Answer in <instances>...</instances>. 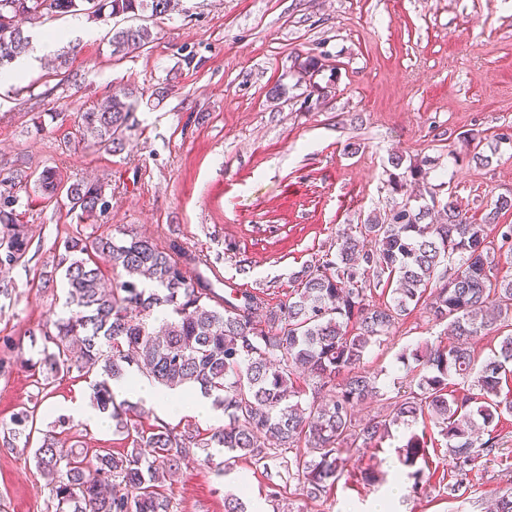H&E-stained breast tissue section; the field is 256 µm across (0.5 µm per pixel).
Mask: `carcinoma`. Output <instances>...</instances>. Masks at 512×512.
Instances as JSON below:
<instances>
[{"mask_svg":"<svg viewBox=\"0 0 512 512\" xmlns=\"http://www.w3.org/2000/svg\"><path fill=\"white\" fill-rule=\"evenodd\" d=\"M175 6L176 0H0V72L26 53L25 22L84 11L109 27L111 54L120 59L149 44L147 21ZM136 107L133 92L125 91L81 113L80 140L122 151ZM431 164L424 158L405 167L403 158H392L391 193L405 195L409 184L425 180ZM38 184L49 196L63 195L81 216L108 207L96 183L68 182L45 169ZM13 203L0 196V269L25 261L29 249L25 226L13 223ZM335 245V254L293 274L297 288L273 305L263 291L245 290L231 301L188 277L190 267H211L204 254L76 225L55 253L53 270L40 277L47 288L53 273H64L63 312L38 329L36 356L17 357L40 374L39 397L0 422V444L28 448L40 396L60 377L94 372L93 402L130 448H84L75 433L71 444L58 436L57 429L69 425L59 416L33 452L51 512H174L166 483L195 458L213 461L212 448L265 471L276 461V477L318 498L342 478L343 455L427 413L446 439L456 485L463 483L478 458L497 450V436L478 441L476 425L489 428L502 412H512V397L501 393L512 366V332L504 333L512 327V275L499 269L501 252L512 248V225H498L493 238L448 196L432 197L430 207L403 199L340 230ZM100 257L126 279L104 286ZM391 284L390 301L371 300L373 289ZM421 303L433 320L448 321L455 342L411 351L415 373L388 397L364 371L365 354ZM491 330L500 333L498 348L481 361L470 341ZM133 366L164 388L191 385L214 396L229 423L207 438L188 427L144 431L131 421L130 408L114 403L111 389ZM301 374L312 381L314 395L329 389L327 402L302 407L294 387ZM454 381L468 388L448 389ZM378 397L382 411L358 420L357 409ZM426 456L414 435L402 448L401 463L416 486L425 476L418 460Z\"/></svg>","mask_w":512,"mask_h":512,"instance_id":"obj_1","label":"carcinoma"}]
</instances>
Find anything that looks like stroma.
Returning <instances> with one entry per match:
<instances>
[{"mask_svg":"<svg viewBox=\"0 0 512 512\" xmlns=\"http://www.w3.org/2000/svg\"><path fill=\"white\" fill-rule=\"evenodd\" d=\"M68 30L78 48L73 82L54 56L10 83H0V178L11 172L58 170L70 180H95L110 202L89 222L104 232L123 227L161 242L208 255L228 288L287 299L292 276L325 254L338 229L388 210L386 171L392 156L430 158L426 183L438 197L452 195L469 220L484 223L498 196L512 195V0H180L176 11L154 19L146 50L114 60L106 28L86 15L30 27L33 41ZM197 62L185 65L184 52ZM323 66L315 79L299 74L306 57ZM327 95L314 107L304 99L311 83ZM169 90L157 97L159 84ZM284 92L271 98L270 89ZM136 92L138 123L125 148L64 143L82 111L113 92ZM478 134L479 147L465 135ZM17 223L26 225L29 252L0 296V359L30 353L32 331L61 313L64 282L37 288L55 248L78 219L64 203L34 184L14 187ZM446 338L445 324L416 308L364 367L384 391L405 380L401 353ZM91 380L57 381L42 402L38 428L58 416L86 431V445L127 448L113 426L89 427L70 416L71 405L91 400ZM37 389L27 369L0 376V420L28 403ZM140 428L190 427L208 436L217 420L191 414L163 416L136 400ZM500 450L479 458L455 494L445 440L433 420L393 428L376 447L349 458L344 481L324 498L281 488L291 512H370L393 482L403 493L395 512H486L495 494L512 490V413L494 430ZM424 439L430 481L414 484L400 462L410 435ZM375 467L379 481H361ZM265 472L239 461L224 472L191 463L172 487L176 512H224V498L245 506L266 501ZM46 481L31 453L0 446V512H47Z\"/></svg>","mask_w":512,"mask_h":512,"instance_id":"obj_1","label":"stroma"}]
</instances>
